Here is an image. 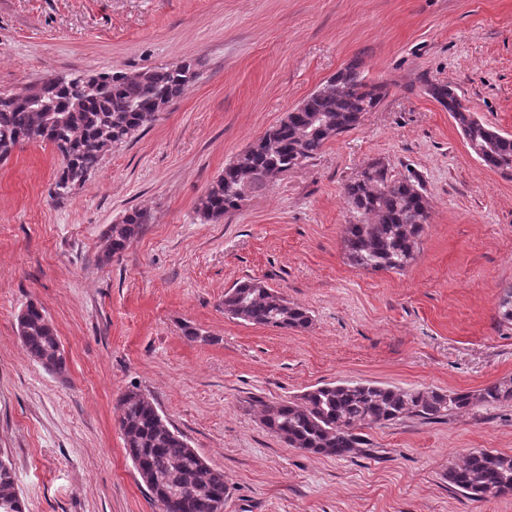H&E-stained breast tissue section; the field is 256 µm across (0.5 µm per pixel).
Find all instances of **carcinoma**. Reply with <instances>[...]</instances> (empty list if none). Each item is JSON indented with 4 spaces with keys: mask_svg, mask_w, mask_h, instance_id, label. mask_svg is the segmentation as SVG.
Returning a JSON list of instances; mask_svg holds the SVG:
<instances>
[{
    "mask_svg": "<svg viewBox=\"0 0 512 512\" xmlns=\"http://www.w3.org/2000/svg\"><path fill=\"white\" fill-rule=\"evenodd\" d=\"M197 77L192 63L131 72L82 73L43 80L42 97L0 99V161L25 142L53 145L63 166L52 184V196L68 197L75 186L97 170L109 149L125 144L180 98ZM432 98L448 108L472 152L490 157L489 168L512 176V137L501 134L462 106L455 91L431 83ZM386 95L370 84L352 62L305 98L275 126L236 154L198 199L197 213L218 221L238 209L253 191L277 176L314 159L331 140L353 129ZM344 197L361 216L344 225L342 246L348 262L366 271H403L416 257L429 200L412 176L389 177L384 165L369 164L347 183ZM147 208H132L104 236L98 261L108 263L152 223ZM224 312L259 326L305 330L311 325L306 309L258 279L236 283L224 293ZM498 323L512 325V287L498 307ZM17 331L31 360L63 375L66 357L56 330L42 306L30 302L17 316ZM512 400V380L494 382L475 391L403 390L374 383L325 384L294 400L267 404L262 424L290 448L343 458L366 446L356 433L362 426L408 417L438 421L475 405L494 406ZM119 429L128 457L150 495L168 490L166 512H215L227 487L224 472L210 467L184 436L161 416L155 401L137 387L119 396ZM448 484L471 499L495 489L512 494V455L476 450L460 465L448 468ZM0 512H24L12 466L0 459Z\"/></svg>",
    "mask_w": 512,
    "mask_h": 512,
    "instance_id": "1",
    "label": "carcinoma"
}]
</instances>
